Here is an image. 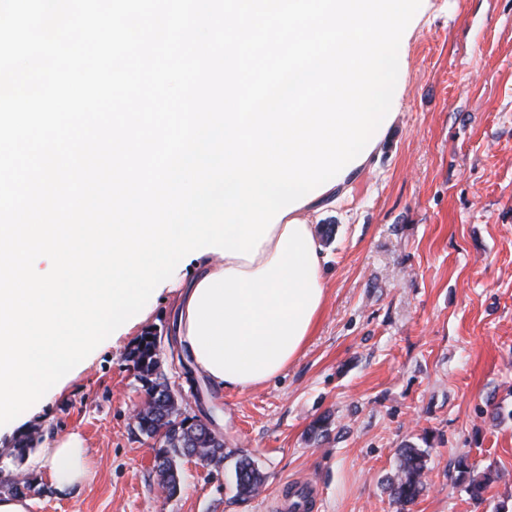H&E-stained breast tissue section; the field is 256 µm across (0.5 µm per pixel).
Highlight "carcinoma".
I'll return each mask as SVG.
<instances>
[{
    "mask_svg": "<svg viewBox=\"0 0 512 512\" xmlns=\"http://www.w3.org/2000/svg\"><path fill=\"white\" fill-rule=\"evenodd\" d=\"M156 344L157 334L145 332L130 351L129 358L148 395L147 405L138 417V429L156 440V470L163 489L172 497L180 490L181 483L176 467L177 458L196 454L222 462L231 452L224 451V444L215 433H206L193 423L178 420L180 412L173 394L164 395L159 391V388L166 386V377L161 371ZM425 468V451L413 446L401 449L399 474L390 481V495L399 506V512H410V506L424 491L422 477ZM234 473L236 495L242 499L252 497L263 483L260 472L244 455L237 457ZM459 480L467 484V491L473 500L483 499L488 478L471 476V469L464 461L459 463Z\"/></svg>",
    "mask_w": 512,
    "mask_h": 512,
    "instance_id": "carcinoma-1",
    "label": "carcinoma"
}]
</instances>
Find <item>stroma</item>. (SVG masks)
I'll return each mask as SVG.
<instances>
[{
    "instance_id": "obj_1",
    "label": "stroma",
    "mask_w": 512,
    "mask_h": 512,
    "mask_svg": "<svg viewBox=\"0 0 512 512\" xmlns=\"http://www.w3.org/2000/svg\"><path fill=\"white\" fill-rule=\"evenodd\" d=\"M310 222L326 294L300 356L260 386L212 387L173 334L175 288L194 269L182 259L145 319L0 426V476L29 475L32 512H286L293 485L309 512H396L388 483L408 445L429 451L412 512L512 506V0H429L387 138ZM149 330L183 411L264 473L254 498L237 497L232 462L188 457L180 492H163L129 359ZM28 431L37 451L79 433L88 479L56 490L14 450ZM462 458L490 479L482 502L458 479Z\"/></svg>"
}]
</instances>
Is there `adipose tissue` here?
<instances>
[{
	"mask_svg": "<svg viewBox=\"0 0 512 512\" xmlns=\"http://www.w3.org/2000/svg\"><path fill=\"white\" fill-rule=\"evenodd\" d=\"M332 197L308 201L282 218L254 261L204 253L178 294L177 333L195 368L216 388H251L298 358L320 319L326 281L321 245L308 221ZM57 490L80 483L88 450L76 433L36 460Z\"/></svg>",
	"mask_w": 512,
	"mask_h": 512,
	"instance_id": "adipose-tissue-1",
	"label": "adipose tissue"
}]
</instances>
